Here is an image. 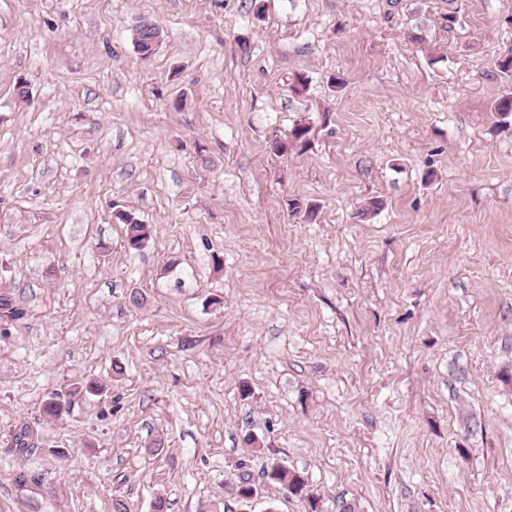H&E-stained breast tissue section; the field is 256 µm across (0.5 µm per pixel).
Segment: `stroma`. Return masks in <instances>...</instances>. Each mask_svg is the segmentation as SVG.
<instances>
[{
    "instance_id": "1",
    "label": "stroma",
    "mask_w": 512,
    "mask_h": 512,
    "mask_svg": "<svg viewBox=\"0 0 512 512\" xmlns=\"http://www.w3.org/2000/svg\"><path fill=\"white\" fill-rule=\"evenodd\" d=\"M511 51L512 0H0V512H306L273 461L512 512ZM124 224H126V244L128 248L137 250L143 246L145 240L148 238V225L142 224L131 215H122Z\"/></svg>"
}]
</instances>
